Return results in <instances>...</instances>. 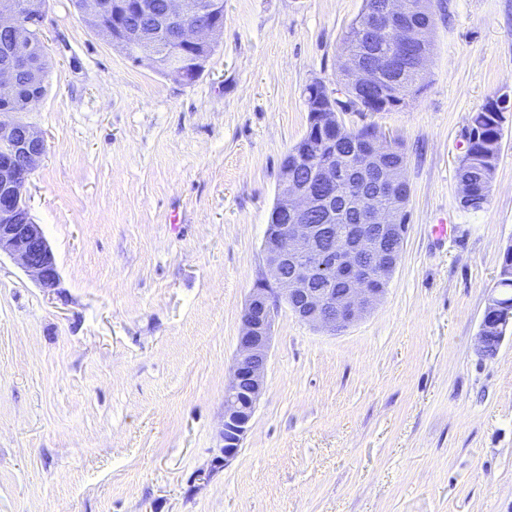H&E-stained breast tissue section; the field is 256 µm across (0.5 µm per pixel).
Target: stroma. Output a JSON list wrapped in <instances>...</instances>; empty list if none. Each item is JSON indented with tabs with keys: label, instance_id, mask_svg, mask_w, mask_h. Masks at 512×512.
I'll return each mask as SVG.
<instances>
[{
	"label": "stroma",
	"instance_id": "1",
	"mask_svg": "<svg viewBox=\"0 0 512 512\" xmlns=\"http://www.w3.org/2000/svg\"><path fill=\"white\" fill-rule=\"evenodd\" d=\"M447 3L421 93L340 115L406 155L387 290L333 335L280 310L251 429L216 470L281 162L362 0H224L190 84L49 0L46 94L19 118L45 139L24 196L58 283L0 256V512H512V332L476 349L512 245V108L483 210L457 181L471 114L512 101V0Z\"/></svg>",
	"mask_w": 512,
	"mask_h": 512
}]
</instances>
